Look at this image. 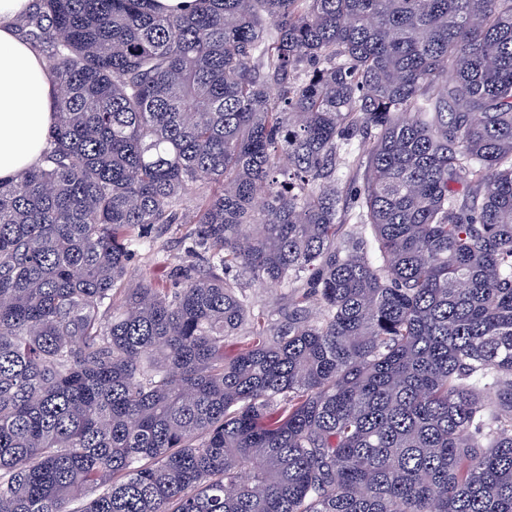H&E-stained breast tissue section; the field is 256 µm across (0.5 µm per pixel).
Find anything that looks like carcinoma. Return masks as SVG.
Here are the masks:
<instances>
[{"mask_svg":"<svg viewBox=\"0 0 512 512\" xmlns=\"http://www.w3.org/2000/svg\"><path fill=\"white\" fill-rule=\"evenodd\" d=\"M21 33L54 118L0 181V512H512V0ZM165 268L162 264L157 263L147 253L138 254L130 263L129 276L132 280H139L146 275H155V277H162Z\"/></svg>","mask_w":512,"mask_h":512,"instance_id":"obj_1","label":"carcinoma"}]
</instances>
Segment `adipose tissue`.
I'll use <instances>...</instances> for the list:
<instances>
[{"label":"adipose tissue","mask_w":512,"mask_h":512,"mask_svg":"<svg viewBox=\"0 0 512 512\" xmlns=\"http://www.w3.org/2000/svg\"><path fill=\"white\" fill-rule=\"evenodd\" d=\"M31 0H0V179L35 166L52 122L53 86L15 32Z\"/></svg>","instance_id":"1"}]
</instances>
